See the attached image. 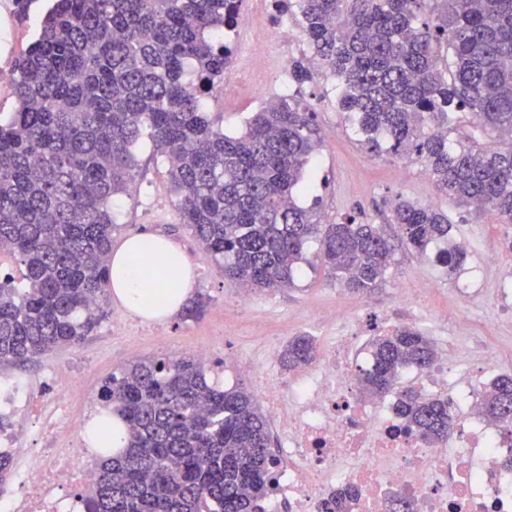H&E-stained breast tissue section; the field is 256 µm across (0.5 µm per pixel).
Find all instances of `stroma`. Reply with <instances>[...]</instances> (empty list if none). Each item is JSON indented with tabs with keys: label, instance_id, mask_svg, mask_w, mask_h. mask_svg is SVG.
I'll return each instance as SVG.
<instances>
[{
	"label": "stroma",
	"instance_id": "35a3bbf8",
	"mask_svg": "<svg viewBox=\"0 0 512 512\" xmlns=\"http://www.w3.org/2000/svg\"><path fill=\"white\" fill-rule=\"evenodd\" d=\"M280 93L277 78L256 73L243 85L238 100L223 103L214 99L207 110L225 132L236 133L249 112ZM302 93L315 111L322 145L313 157L316 183L312 190L300 193V202L317 204L326 224H337L350 216L366 224L384 223L387 204L398 195L442 207L453 223L452 237L467 243L466 261L455 278H448L430 258L399 245L385 280L367 293L338 289L336 281L318 265L301 266L294 287L245 291L225 278L181 223L167 169L151 141L145 139L137 149L135 191L113 203L120 223L113 243L121 245L126 238L142 233L177 240L194 263L195 291L203 297L202 314L187 318L178 312L151 321L128 314L111 297L94 330L78 344L22 367L2 365L0 374L38 381L51 366L71 365L85 379V400L93 402L105 381L129 362V350H139L144 357L163 356L174 347L186 349L207 343L213 348L206 363L213 377L225 355L236 353L246 360L261 361L271 349H283L295 336L315 337L319 348H326L331 336L323 321L339 304L365 320L406 314L413 302L405 291L419 280L433 286L426 307L437 312L439 329L447 335L451 352L470 357L494 348L500 372L512 373V332L495 333L490 329L497 312L498 272L488 273L478 296L470 303H461L455 293L456 283L480 266L485 252L501 253L512 264V234L500 224L495 212L475 213L449 202L420 164L387 153L377 155L360 144L336 110V88L330 76L313 72Z\"/></svg>",
	"mask_w": 512,
	"mask_h": 512
}]
</instances>
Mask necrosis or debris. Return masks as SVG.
Returning a JSON list of instances; mask_svg holds the SVG:
<instances>
[{
    "mask_svg": "<svg viewBox=\"0 0 512 512\" xmlns=\"http://www.w3.org/2000/svg\"><path fill=\"white\" fill-rule=\"evenodd\" d=\"M23 0H0V96L29 30ZM322 360L288 390L270 384L254 393L269 404L280 436L275 483L259 512H333L351 495L349 512H512V431L489 423L479 376L497 367L495 352L461 368L436 339V360L418 372V389L446 391L456 413L447 439L429 442L406 429L391 395L366 399L350 351L363 332L355 315L338 310ZM50 390L19 378L0 379V457L13 462L0 512H90L93 453L81 446L80 422L91 404L75 406L80 387L65 367L50 370Z\"/></svg>",
    "mask_w": 512,
    "mask_h": 512,
    "instance_id": "obj_1",
    "label": "necrosis or debris"
}]
</instances>
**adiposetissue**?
I'll return each instance as SVG.
<instances>
[{
	"instance_id": "ef3b65f1",
	"label": "adipose tissue",
	"mask_w": 512,
	"mask_h": 512,
	"mask_svg": "<svg viewBox=\"0 0 512 512\" xmlns=\"http://www.w3.org/2000/svg\"><path fill=\"white\" fill-rule=\"evenodd\" d=\"M147 259L144 269H134L131 255ZM111 292L128 309L143 313L152 304V318L163 319L180 309L196 285L194 266L180 245L167 237L146 234L126 239L109 263Z\"/></svg>"
}]
</instances>
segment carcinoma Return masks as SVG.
<instances>
[{"label":"carcinoma","mask_w":512,"mask_h":512,"mask_svg":"<svg viewBox=\"0 0 512 512\" xmlns=\"http://www.w3.org/2000/svg\"><path fill=\"white\" fill-rule=\"evenodd\" d=\"M313 62L336 84V108L376 153L412 158L464 208L512 224V0H277ZM243 0H47L19 59L16 108L0 117V250L24 266L23 291L0 280V364L26 363L78 342L99 320L118 230L113 199L130 194L134 147L148 134L178 195L181 221L228 279L252 289L293 285L320 263L350 291L377 287L391 236L455 274L467 254L448 213L396 197L385 224L352 216L323 224L296 194L321 146L301 91L263 104L238 134L204 110L224 84ZM453 55L441 69L440 47ZM465 115L488 141L459 132ZM318 243L313 258L307 244ZM359 385L395 390L399 369L430 366L432 339L399 326L369 340ZM317 357L310 336L280 354L288 370ZM397 391V390H395ZM124 421L125 446L96 467L92 512H257L272 488L268 420L243 387L211 382L204 363L139 359L102 386ZM397 408L428 440L448 437L445 397L397 391ZM488 418L512 426V374L490 382Z\"/></svg>","instance_id":"cac0c4a2"}]
</instances>
